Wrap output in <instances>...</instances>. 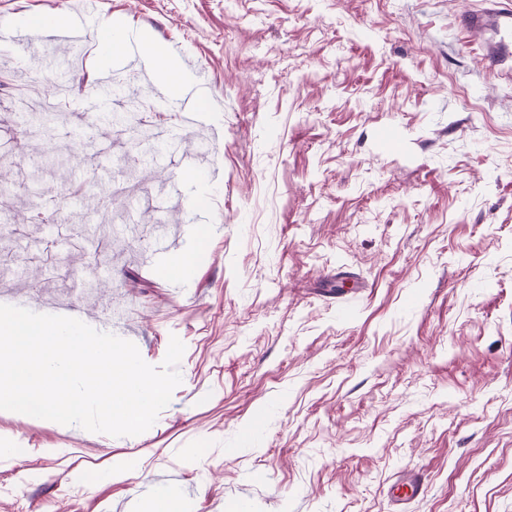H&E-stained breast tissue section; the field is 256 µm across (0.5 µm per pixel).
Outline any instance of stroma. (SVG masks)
<instances>
[{
    "label": "stroma",
    "instance_id": "35a3bbf8",
    "mask_svg": "<svg viewBox=\"0 0 512 512\" xmlns=\"http://www.w3.org/2000/svg\"><path fill=\"white\" fill-rule=\"evenodd\" d=\"M479 3L98 0L85 17L78 0H0V302L78 306L155 367L171 337L185 346L142 434L0 410V441L34 448L0 459V512H141L159 477L189 512H512V80L459 25ZM58 13L87 33L58 44L64 70L22 27ZM103 25L192 58L184 80L206 67L199 124L181 129L157 83L101 49ZM109 67L144 129L202 154L183 205L165 147L127 179L112 113L74 136ZM385 126L397 151L377 144ZM91 179L133 239L74 207ZM61 208L66 222L28 219ZM164 241L196 252L193 278L155 262ZM113 465L126 478L100 481ZM408 471L425 490L401 510L388 488Z\"/></svg>",
    "mask_w": 512,
    "mask_h": 512
}]
</instances>
